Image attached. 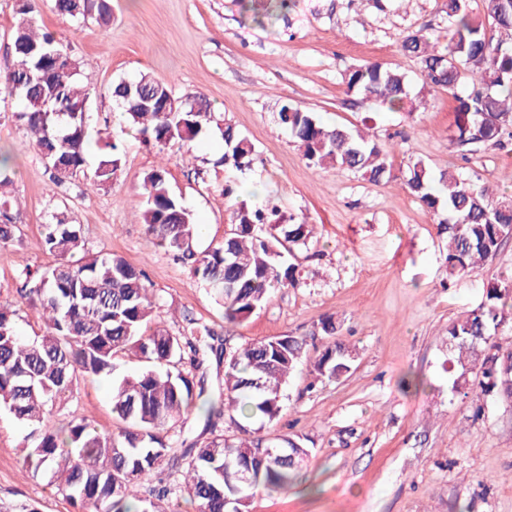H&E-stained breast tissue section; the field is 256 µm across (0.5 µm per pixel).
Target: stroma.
Here are the masks:
<instances>
[{
	"mask_svg": "<svg viewBox=\"0 0 512 512\" xmlns=\"http://www.w3.org/2000/svg\"><path fill=\"white\" fill-rule=\"evenodd\" d=\"M446 0H292L272 26L259 28L240 0H111L112 19L77 21L53 0H34L39 31L67 45L89 90L92 124L118 144L122 166L112 183L60 191L49 179L30 132L14 118L17 104L0 94V150L14 157L12 195L18 231L0 247V301L13 299L17 276L55 258L41 241L53 214L83 225L90 252L111 253L141 268L155 294V319L173 334L190 322L210 327L229 347L273 336L313 335L335 319L336 339L354 361L335 381L300 368L288 380L278 420L264 435L303 436L311 454L294 485L260 491L250 512H512V403L488 399L475 418L471 398L452 388L449 324L484 300L493 279L512 277V239L472 274L449 279L445 236L437 219L405 188L415 161L478 179L512 196V147L462 159L453 137L454 101L423 90L419 63L402 55L404 31L424 28L438 48L448 43ZM391 64L411 84V109L370 112L354 105L343 80L352 67ZM147 72L176 95L199 91L225 122L255 146L250 169L218 166L219 130L192 151L158 149L122 122L110 89ZM288 102L322 123L370 126L388 146L395 181L373 184L336 168L309 165L280 125ZM166 160L168 185L206 227L203 243L230 228L232 202L271 199L285 217L314 228L295 251L294 286L274 292L243 322L225 324L204 282L157 247L142 223L140 184ZM233 196H225V186ZM418 379L404 387L403 379ZM98 427L112 420V380L79 382L57 406ZM24 428L0 412V507L77 512L51 484L23 468Z\"/></svg>",
	"mask_w": 512,
	"mask_h": 512,
	"instance_id": "1",
	"label": "stroma"
}]
</instances>
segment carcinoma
Segmentation results:
<instances>
[{"label":"carcinoma","mask_w":512,"mask_h":512,"mask_svg":"<svg viewBox=\"0 0 512 512\" xmlns=\"http://www.w3.org/2000/svg\"><path fill=\"white\" fill-rule=\"evenodd\" d=\"M58 11L74 18L95 17L106 24L109 0H55ZM243 12L262 26L289 9L288 0H241ZM448 46L437 49L420 29L405 32L404 55L418 60L423 87L446 89L457 102L455 141L460 147H499L512 140V0H487V19L473 15L469 0H447ZM34 7L19 8L15 23L13 65L0 72V90L19 105L16 118L35 136V145L50 179L65 187L85 173L91 139L86 112H49L47 102L78 105L88 99L78 64L64 46L38 31ZM497 35H490L487 26ZM42 53L65 57L48 77L35 78ZM346 92L374 111L399 112L408 99L405 73L380 62L356 66L345 77ZM172 96L177 113L162 112L140 101ZM117 109L147 140L160 147L188 145L212 128L224 138L218 163L236 171L251 167L254 144L214 112L197 92L172 95L167 84L143 73L121 79L112 89ZM280 122L308 163L342 168L371 182L397 179L387 162V146L361 130L331 127L313 113L285 103ZM92 175L104 186L121 167L117 144L106 141ZM8 158L0 155V247L15 240L12 202L3 188L11 183ZM408 191L422 202L447 233L448 279L467 276L493 260L512 235V198H495L489 189L460 173L434 176L422 161L409 167ZM143 224L154 243L173 254L222 301L224 323L235 325L268 301L271 291L295 280L288 263L293 247L306 243L312 229L288 224L276 205L240 202L230 214L224 241L200 243V225L173 194L167 169L159 165L142 182ZM42 243L56 263L39 272L24 270L13 301L0 302V410L22 424L24 466L33 475L47 474L64 497L81 512H161L139 487L164 462L182 473L178 489L196 512H249L259 490H286L309 455L300 438L273 442L241 420L276 421L282 411L289 376L305 364L315 378L338 379L351 370L352 351L331 341L315 358L296 336H274L229 352L215 350L209 328L193 327L174 335L153 325V290L145 273L112 254L90 253L84 228L54 214L43 225ZM33 310L39 332L25 339L17 327V308ZM512 317V281L491 282L476 309L448 325V371L453 389H466L478 400L494 395L512 402V349H503L498 330ZM224 360V387L219 398L205 395L203 383L182 370L196 363L202 349ZM132 354L142 369L112 383L116 429L102 431L75 414L60 424L57 402L80 381L110 375L114 360ZM196 410L207 421L226 416L241 436L215 438L176 452L163 432L185 413ZM277 446L279 450L270 452Z\"/></svg>","instance_id":"obj_1"}]
</instances>
